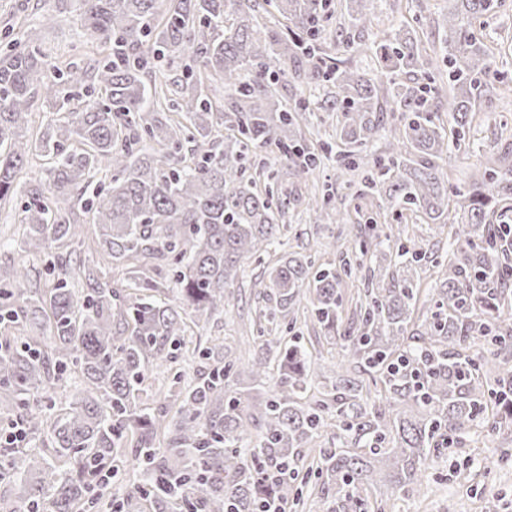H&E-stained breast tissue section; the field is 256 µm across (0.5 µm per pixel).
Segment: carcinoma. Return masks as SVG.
<instances>
[{"instance_id":"obj_1","label":"carcinoma","mask_w":512,"mask_h":512,"mask_svg":"<svg viewBox=\"0 0 512 512\" xmlns=\"http://www.w3.org/2000/svg\"><path fill=\"white\" fill-rule=\"evenodd\" d=\"M164 1L170 7L160 25ZM77 2L83 26L114 46L111 57L62 71L48 66L38 46L0 47V202L11 200L30 154L47 161L42 185L21 210L15 243L25 259L0 261V322L20 321L29 331L0 336V394L10 396L4 410L34 433L44 421L33 409L52 396L66 365L84 383L50 423L48 452L19 459L18 449L0 448V487L19 488L31 510L48 498L52 512H85L87 494L106 478L124 481L117 461L129 443L147 483L113 501L112 512L141 500L148 512H264L272 501L302 507L307 445L344 435L353 447L321 449L306 476H314L330 512H382L385 490L418 484L428 460L473 422L487 419L494 433L512 425V323L501 318L512 309V234L508 217L493 222L499 206L512 204V148L487 158L465 190L452 187L439 165L449 144L466 141L476 103L505 80L476 24L506 0H448L435 67L416 31L400 23L380 44L373 75L324 57L318 41L334 15L332 0H273L264 16L256 0ZM343 2L353 27L371 25L369 0ZM151 52L188 55L224 78L228 111H214L192 74L172 89H148L144 56ZM290 78L335 91L291 108L272 87ZM37 95L52 118L34 134ZM311 112L336 113L341 172L384 190L391 218L410 210L448 227L457 247L437 298L413 320L416 266L436 257L412 239L367 267L363 297L343 329L338 288L351 260L342 255L340 269L316 270L311 257L289 254L268 270L281 311L289 315L309 293L312 313L328 339L340 341L352 370L303 403L311 356L299 344L280 349L266 340L250 364L226 358L178 393L161 448V418L141 402L149 366L177 362L189 324L232 300L241 262L278 239L276 214L288 200L275 172L248 177L241 160L264 147L278 165L310 178L317 157L302 148L300 133ZM388 123L389 151L364 160L361 149ZM221 129L224 150L199 152ZM68 202L89 214L96 251L126 269L125 284L115 286L75 250L60 252L79 235L62 208ZM377 227L372 218L351 225L360 254L382 246ZM157 275L173 277L174 302L156 298ZM477 339L490 350L475 359L469 347ZM273 362L277 382L268 398L227 395L233 379L266 378ZM367 377L381 383L369 409L360 404ZM253 429L259 443L250 448Z\"/></svg>"}]
</instances>
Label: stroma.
<instances>
[{"label": "stroma", "mask_w": 512, "mask_h": 512, "mask_svg": "<svg viewBox=\"0 0 512 512\" xmlns=\"http://www.w3.org/2000/svg\"><path fill=\"white\" fill-rule=\"evenodd\" d=\"M369 7L374 25L356 37V50L346 57L348 66L359 71L372 69L382 32L401 21L416 30L427 55L440 53L445 37L441 23L448 0H371ZM76 8L75 0H0V36L9 31L16 37L30 38L41 48L49 66L62 69L84 63L90 56H106L109 45L81 26ZM46 16L53 17V24H43ZM479 35L489 47L496 68L512 77V5L488 18ZM304 143L321 155L315 182L328 196L331 208L361 209L377 221L382 233L395 236L402 232L424 239L438 255L447 256L452 246L447 229L411 216L399 223L389 221L386 197L374 193L361 199L355 189L347 187L336 165L342 145L336 138L335 113H314ZM510 143L512 81L498 86L492 100L479 102L465 147L449 151L440 166L451 183L463 185L486 156ZM283 183L288 207L281 218L284 229L280 243L263 262L245 261L233 284L234 299L189 329L185 338L188 352L182 363L184 385L205 378L226 351H235L247 360L254 356L256 314L276 306L274 297L259 295L255 286L265 267L274 265L279 256L300 253L311 256L316 266L333 268L338 266L340 254L355 249L352 236L344 234L334 218L316 223L302 181L288 175ZM273 334L285 341L298 338L311 352V393L335 380L341 355L326 339L310 305H301L296 323L278 320ZM384 512H512V430L494 434L484 421H477L458 436L451 452L433 458L423 472L421 485L389 494Z\"/></svg>", "instance_id": "1"}]
</instances>
